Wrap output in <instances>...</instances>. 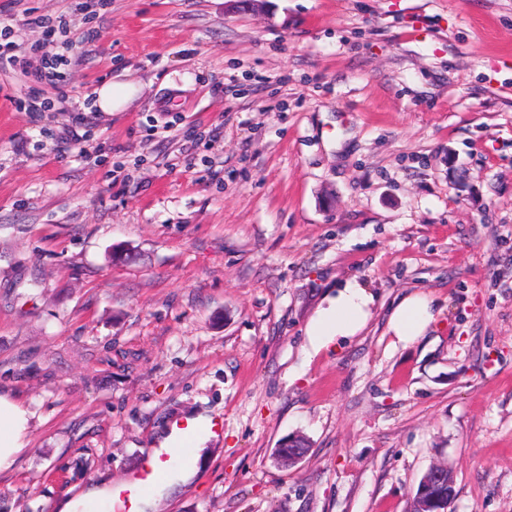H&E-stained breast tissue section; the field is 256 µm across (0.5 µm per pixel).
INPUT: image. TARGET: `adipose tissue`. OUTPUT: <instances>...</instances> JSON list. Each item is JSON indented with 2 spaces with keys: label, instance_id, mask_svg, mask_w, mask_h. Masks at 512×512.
Wrapping results in <instances>:
<instances>
[{
  "label": "adipose tissue",
  "instance_id": "ef3b65f1",
  "mask_svg": "<svg viewBox=\"0 0 512 512\" xmlns=\"http://www.w3.org/2000/svg\"><path fill=\"white\" fill-rule=\"evenodd\" d=\"M374 303V295L364 283L355 279L345 282L308 324L310 351L320 352L360 333L371 317ZM437 316L434 298L415 292L403 297L391 310L388 331L397 342L406 345L425 335ZM30 417L19 400L0 393V472L8 471L18 453L26 448Z\"/></svg>",
  "mask_w": 512,
  "mask_h": 512
}]
</instances>
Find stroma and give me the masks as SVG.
I'll return each mask as SVG.
<instances>
[{
	"mask_svg": "<svg viewBox=\"0 0 512 512\" xmlns=\"http://www.w3.org/2000/svg\"><path fill=\"white\" fill-rule=\"evenodd\" d=\"M0 13L95 31L67 111L15 110L0 72V391L32 414L0 512L121 486L201 410L224 430L150 512H409L440 463L448 512H512V0ZM353 278L367 327L310 353ZM413 292L441 313L397 345ZM129 95L126 84L110 83L102 85L97 91L96 106L102 112H114L124 104Z\"/></svg>",
	"mask_w": 512,
	"mask_h": 512,
	"instance_id": "35a3bbf8",
	"label": "stroma"
}]
</instances>
